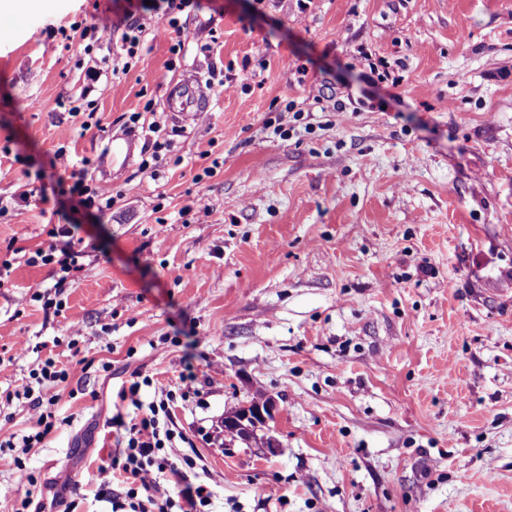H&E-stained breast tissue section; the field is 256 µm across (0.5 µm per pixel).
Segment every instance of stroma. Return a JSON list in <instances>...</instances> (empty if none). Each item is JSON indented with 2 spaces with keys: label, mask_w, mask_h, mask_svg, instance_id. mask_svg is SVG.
<instances>
[{
  "label": "stroma",
  "mask_w": 512,
  "mask_h": 512,
  "mask_svg": "<svg viewBox=\"0 0 512 512\" xmlns=\"http://www.w3.org/2000/svg\"><path fill=\"white\" fill-rule=\"evenodd\" d=\"M200 2L118 76L111 40L66 52L63 34L155 25L162 0L0 13V512L23 470L66 471L74 512H112L106 423L135 417L117 394L136 381L146 405L176 394L170 453L195 458L205 512H512V0ZM187 77L211 92L205 119L166 110ZM79 98L101 129L80 133ZM62 147L114 202L79 224L54 314L52 268L24 256L69 184L20 197ZM48 358L69 376L26 448L13 393ZM258 387L279 405L275 455L215 430Z\"/></svg>",
  "instance_id": "obj_1"
}]
</instances>
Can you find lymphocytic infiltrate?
Instances as JSON below:
<instances>
[{
  "mask_svg": "<svg viewBox=\"0 0 512 512\" xmlns=\"http://www.w3.org/2000/svg\"><path fill=\"white\" fill-rule=\"evenodd\" d=\"M50 167L69 171L73 180L69 189L68 215L88 214L94 210L101 212L111 206V190L89 180L85 169L75 168L71 155L66 151L57 150ZM72 234L71 225H53L51 243L37 248L27 259L31 266H58L60 275L55 283L58 296L63 294L72 271L79 267L81 253L75 248ZM60 238L65 241L61 247L56 244ZM30 377V383L22 387L30 408V432L23 438V444L28 448L42 443L54 427L52 416L45 407L54 404L56 396L45 389V382L66 380L68 373L55 370L53 360L48 359L39 363ZM147 407L144 416L125 425L123 450L119 455L110 457L107 463L108 469L122 475L127 487L124 500H113V512H201L209 502L210 491L204 484H188V474L195 468L193 458L186 455L174 460L164 452L166 444L171 443L174 437L169 400L163 399ZM167 473L185 481L186 487L179 497H172L162 488L160 479Z\"/></svg>",
  "mask_w": 512,
  "mask_h": 512,
  "instance_id": "obj_1",
  "label": "lymphocytic infiltrate"
}]
</instances>
